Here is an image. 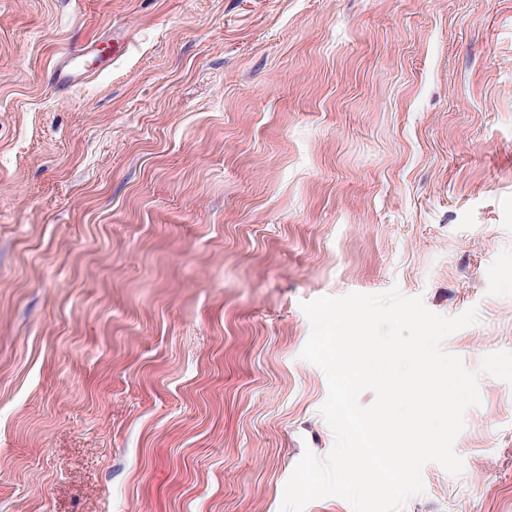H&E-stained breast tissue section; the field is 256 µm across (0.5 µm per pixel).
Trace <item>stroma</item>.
<instances>
[{"label": "stroma", "instance_id": "1", "mask_svg": "<svg viewBox=\"0 0 512 512\" xmlns=\"http://www.w3.org/2000/svg\"><path fill=\"white\" fill-rule=\"evenodd\" d=\"M393 289L512 351V0H0V512H280L334 442L302 303ZM479 384L402 512H512ZM124 45V36H109L105 41L92 43L88 47L72 44L63 51L51 72L47 75L48 82L58 92H67L81 80L88 79L90 77V74H88L90 70H107L111 68L112 59H115L117 53ZM94 53H98L101 56L105 54V63L92 69L85 68V57Z\"/></svg>", "mask_w": 512, "mask_h": 512}]
</instances>
